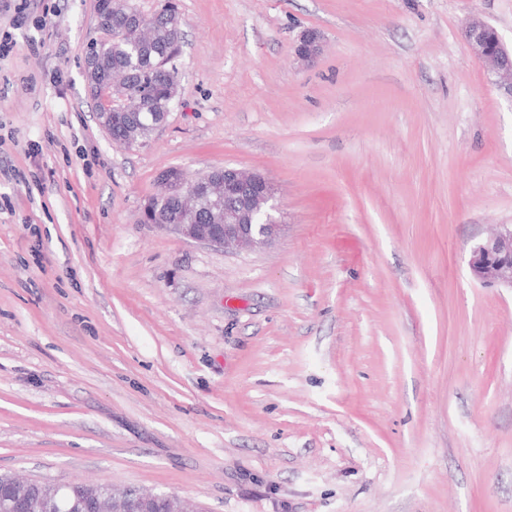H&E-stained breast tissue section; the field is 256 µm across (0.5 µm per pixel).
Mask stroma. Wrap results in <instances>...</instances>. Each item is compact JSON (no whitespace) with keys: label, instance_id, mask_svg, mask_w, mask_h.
Here are the masks:
<instances>
[{"label":"stroma","instance_id":"1","mask_svg":"<svg viewBox=\"0 0 512 512\" xmlns=\"http://www.w3.org/2000/svg\"><path fill=\"white\" fill-rule=\"evenodd\" d=\"M177 3V102L136 147L87 91L94 0L0 59V474L202 512H512V291L469 270L512 224V96L464 34L512 47V0ZM224 166L274 185L272 244L141 223L161 171ZM321 53L320 35L315 31L304 33L296 47V55L305 62L314 61Z\"/></svg>","mask_w":512,"mask_h":512}]
</instances>
